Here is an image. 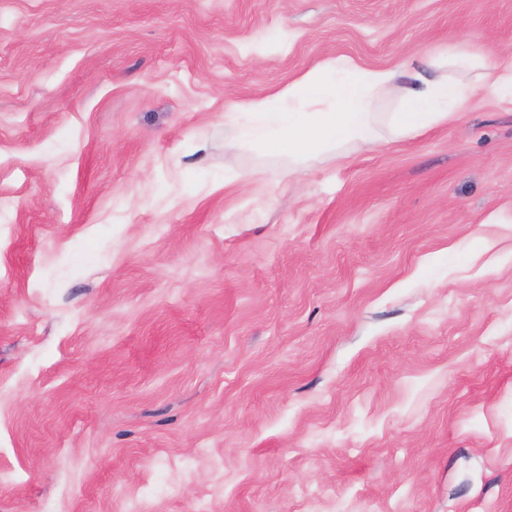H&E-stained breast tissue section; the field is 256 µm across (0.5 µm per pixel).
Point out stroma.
<instances>
[{"label": "stroma", "mask_w": 512, "mask_h": 512, "mask_svg": "<svg viewBox=\"0 0 512 512\" xmlns=\"http://www.w3.org/2000/svg\"><path fill=\"white\" fill-rule=\"evenodd\" d=\"M452 38L512 0H0V512H512V104L224 121Z\"/></svg>", "instance_id": "stroma-1"}]
</instances>
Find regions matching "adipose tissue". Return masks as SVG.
Wrapping results in <instances>:
<instances>
[{
    "label": "adipose tissue",
    "mask_w": 512,
    "mask_h": 512,
    "mask_svg": "<svg viewBox=\"0 0 512 512\" xmlns=\"http://www.w3.org/2000/svg\"><path fill=\"white\" fill-rule=\"evenodd\" d=\"M422 68H366L345 56L320 61L274 93L227 113L242 145L287 156V177L343 146L379 147L421 134L468 109L476 92L512 103V55L476 45L430 51ZM392 111H385V104Z\"/></svg>",
    "instance_id": "adipose-tissue-1"
}]
</instances>
